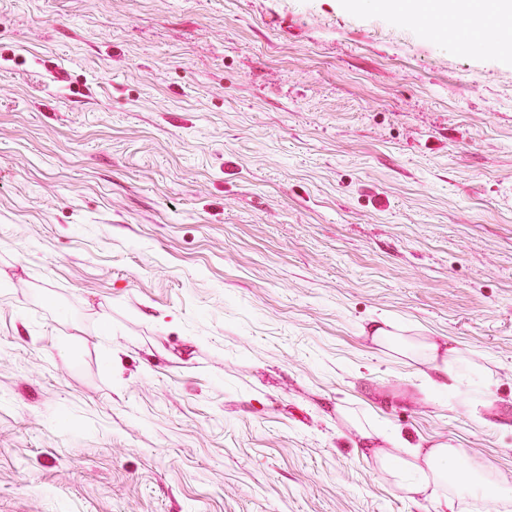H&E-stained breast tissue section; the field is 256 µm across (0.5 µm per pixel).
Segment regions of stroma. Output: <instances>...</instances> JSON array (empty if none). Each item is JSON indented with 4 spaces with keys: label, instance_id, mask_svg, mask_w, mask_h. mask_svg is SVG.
I'll return each instance as SVG.
<instances>
[{
    "label": "stroma",
    "instance_id": "1",
    "mask_svg": "<svg viewBox=\"0 0 512 512\" xmlns=\"http://www.w3.org/2000/svg\"><path fill=\"white\" fill-rule=\"evenodd\" d=\"M480 13L464 47L382 0H0V512H451L382 464L440 443L512 487ZM428 350L427 360L433 364L435 372V383L440 387H448L449 382H456L462 375L461 360L459 357L442 356L439 359L437 347L435 345L426 346Z\"/></svg>",
    "mask_w": 512,
    "mask_h": 512
}]
</instances>
